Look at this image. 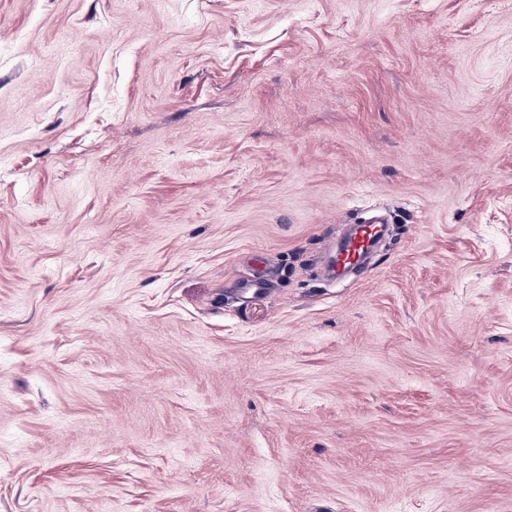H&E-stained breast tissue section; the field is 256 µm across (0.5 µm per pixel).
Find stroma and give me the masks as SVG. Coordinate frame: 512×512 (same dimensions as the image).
<instances>
[{
	"label": "stroma",
	"instance_id": "35a3bbf8",
	"mask_svg": "<svg viewBox=\"0 0 512 512\" xmlns=\"http://www.w3.org/2000/svg\"><path fill=\"white\" fill-rule=\"evenodd\" d=\"M0 512H512V0H0ZM385 224L356 226L346 245L336 255V269L344 270L358 265L375 241L383 234Z\"/></svg>",
	"mask_w": 512,
	"mask_h": 512
}]
</instances>
